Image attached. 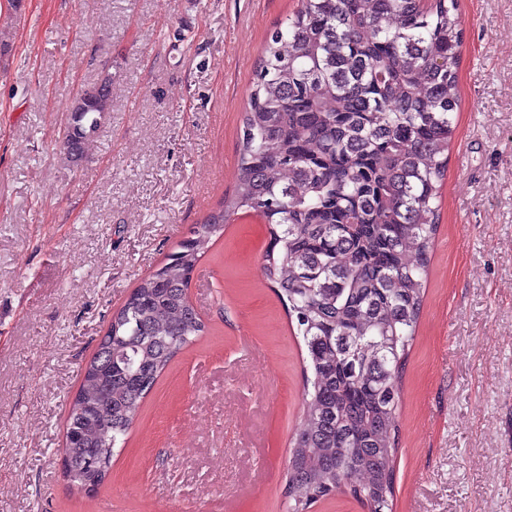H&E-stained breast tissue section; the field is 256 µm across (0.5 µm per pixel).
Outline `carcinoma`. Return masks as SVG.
I'll use <instances>...</instances> for the list:
<instances>
[{
	"label": "carcinoma",
	"mask_w": 512,
	"mask_h": 512,
	"mask_svg": "<svg viewBox=\"0 0 512 512\" xmlns=\"http://www.w3.org/2000/svg\"><path fill=\"white\" fill-rule=\"evenodd\" d=\"M463 28L456 0H301L263 49L242 116L232 194L112 313L72 398L68 486L103 487L114 448L184 346L207 332L188 296L240 212L267 224L261 270L287 304L313 373L288 457L291 512L347 492L394 495L400 392L456 132ZM112 112V73L65 122L77 164Z\"/></svg>",
	"instance_id": "obj_1"
}]
</instances>
